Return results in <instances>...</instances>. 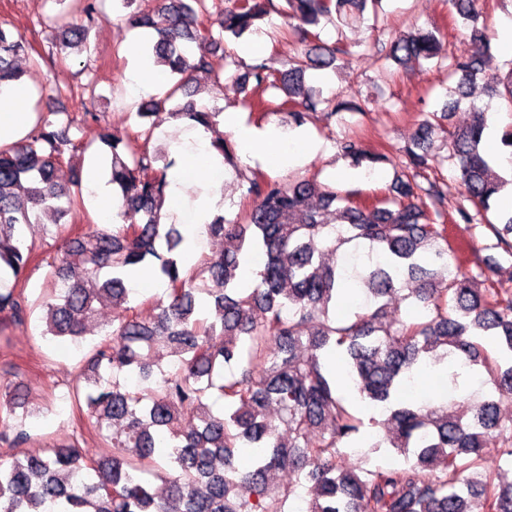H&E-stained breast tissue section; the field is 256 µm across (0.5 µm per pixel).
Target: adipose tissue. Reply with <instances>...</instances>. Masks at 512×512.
Listing matches in <instances>:
<instances>
[{"label":"adipose tissue","instance_id":"adipose-tissue-1","mask_svg":"<svg viewBox=\"0 0 512 512\" xmlns=\"http://www.w3.org/2000/svg\"><path fill=\"white\" fill-rule=\"evenodd\" d=\"M152 38L138 34L128 45L137 64L126 75L129 97L160 92L162 79L149 60L148 46ZM29 94L28 87L14 83L0 87V134L15 141L24 137L35 122L31 112L20 111ZM224 131L236 138L244 156L262 164L276 161L282 167L299 160L292 143L281 140L277 131H257L240 124L236 113H224L220 119ZM212 134L201 126L175 141L178 162L169 173L168 198L160 212L164 224H187L191 233L179 257L182 268H190L199 258L200 244L207 236V226L224 212V165L211 146Z\"/></svg>","mask_w":512,"mask_h":512}]
</instances>
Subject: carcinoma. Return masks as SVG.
Wrapping results in <instances>:
<instances>
[{"mask_svg":"<svg viewBox=\"0 0 512 512\" xmlns=\"http://www.w3.org/2000/svg\"><path fill=\"white\" fill-rule=\"evenodd\" d=\"M54 2L66 5L55 16L63 22V60L86 48L83 21L102 16V0ZM380 2L226 0L212 26L204 24L209 0L133 8L130 25L156 33L155 63L180 76L168 95L141 104L137 130L120 140L95 113L78 119L47 112L27 136L0 147V282H12L0 287V315L24 321L28 274L43 261L24 228L42 211L52 212L58 226L82 207L80 192L61 184L57 172L96 142L110 158L122 223L110 230L67 228L42 296V335L83 337L97 303L129 302L127 276L135 268L156 260L168 284L167 298L129 306L108 323L104 339L77 367L72 395L85 409V428L98 437L96 447L29 445L25 423L46 406L12 388L0 393V408L7 407L0 435L13 432L0 455V512H291L292 487L269 482L277 470L299 477L301 512H473L472 497L482 500L481 512H512V478L484 466L486 448L512 463V419L505 423L499 413L500 402L512 400V289L503 287L496 264L472 271L474 245L449 237L447 180L435 173L438 161L425 146L431 120L449 119L467 103L472 122L448 136L446 159L457 168L463 198L453 223L486 222L491 204L512 185L483 154L486 112L472 92L480 79L487 95L512 104V70L487 77L481 67L490 45L486 0H449L472 25L463 49L440 53V30L422 27L366 44L399 66L436 58L455 78L452 110L426 114L400 150L405 163L390 195L358 201L315 178L286 184L244 176L250 211L241 222L215 217L207 233L220 251L187 273L178 263L185 236L159 221L172 161L156 166L161 149L151 144L150 125L156 111L187 93L192 76L227 71L238 88L253 81L280 89L283 122L301 126L312 105V90H301L305 72L351 54L346 45L320 42V24L352 28L366 12L377 13ZM280 11L303 26L310 43L288 76L224 53V37L241 40ZM194 44L206 49L196 56ZM28 48L14 28L0 24V86L22 79L17 60ZM174 115L211 128L222 112L188 100ZM212 146L238 168L232 143L220 137ZM337 146L357 167L386 160L365 154L353 138ZM487 226L492 247L512 256V209L498 210L497 223ZM352 240L369 244L362 265L324 262V254ZM258 251L265 256L259 280L241 288V262ZM353 279L365 307L338 321L331 310ZM396 299L416 312L388 314ZM333 361L350 380L353 398L342 394ZM445 362L464 383L460 367L482 371L493 390L441 403L403 398L416 369ZM130 377L140 386L129 387ZM214 390L224 397L222 415L207 404ZM160 431L171 448L163 465L154 459ZM357 438L403 462L353 463L345 446ZM243 453L251 459L245 472L233 466Z\"/></svg>","mask_w":512,"mask_h":512,"instance_id":"carcinoma-1","label":"carcinoma"}]
</instances>
